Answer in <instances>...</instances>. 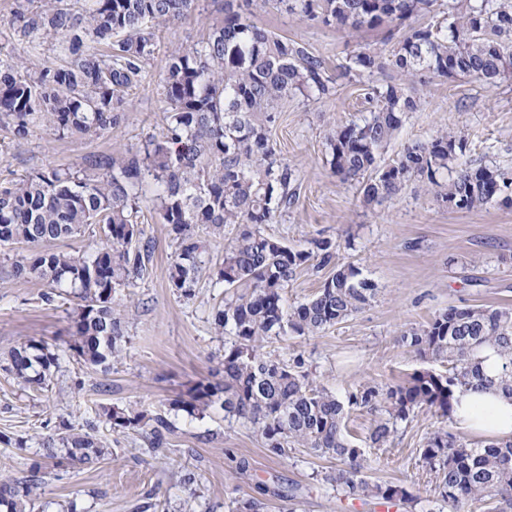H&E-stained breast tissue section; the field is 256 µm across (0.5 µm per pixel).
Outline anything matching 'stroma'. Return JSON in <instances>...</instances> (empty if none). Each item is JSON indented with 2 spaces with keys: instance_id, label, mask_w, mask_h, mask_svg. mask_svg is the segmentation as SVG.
I'll return each mask as SVG.
<instances>
[{
  "instance_id": "obj_1",
  "label": "stroma",
  "mask_w": 512,
  "mask_h": 512,
  "mask_svg": "<svg viewBox=\"0 0 512 512\" xmlns=\"http://www.w3.org/2000/svg\"><path fill=\"white\" fill-rule=\"evenodd\" d=\"M224 0H199L196 10L155 29L157 50L141 81L127 95L126 110L112 131L95 137L57 138L34 128L17 140L0 130V180L48 166L89 167L102 155L120 157L145 136L161 134L164 97L159 84L169 52L206 37L222 20ZM262 28L304 41L339 70L359 47L384 48L385 31L352 33L299 20L270 8L253 17ZM381 74L338 79L321 100L296 97L279 107L271 139L293 166L296 200L264 233L301 247L311 240L336 245V259L358 265L379 291L348 320L314 336L269 340L274 358L302 355L311 378L337 395L364 384L393 385L422 366L401 341L402 331L418 327L449 307L512 308V206L501 203L458 211L424 193L413 180L397 195L368 205L357 181L340 182L327 163L324 134L365 108L366 85ZM450 130L464 137L473 166L512 170V77L490 87L460 78L434 79L422 92L418 111L408 113L381 154L389 165L410 143ZM156 187L146 191L142 241L151 259L133 286L116 296L125 339L108 370L70 356L76 301L48 305L42 284L10 274L0 255V360L14 346L35 338L55 348L60 369L49 388L18 385L0 368V434L26 440L23 448L0 444V478L28 477L38 441L60 421L93 422L112 454L96 465L66 464L43 476L37 512H234L238 503L257 499L262 512H377L374 502L346 500L324 486L335 468L331 458L289 449L276 457L263 447L249 423L228 420L222 409L189 416L174 402L199 381L224 379L226 338L213 325L224 303V287L214 277L224 257V241H208L206 271L195 293L183 297L167 283L174 250L169 228L155 208ZM135 407L167 419L172 430L165 447L150 444L147 429L113 432L102 415L106 407ZM437 415L419 414L401 423L371 480L434 493L435 480L421 467L419 450Z\"/></svg>"
}]
</instances>
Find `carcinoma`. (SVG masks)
<instances>
[{"instance_id":"1","label":"carcinoma","mask_w":512,"mask_h":512,"mask_svg":"<svg viewBox=\"0 0 512 512\" xmlns=\"http://www.w3.org/2000/svg\"><path fill=\"white\" fill-rule=\"evenodd\" d=\"M15 33L36 49L35 40L62 38L66 59L31 70L22 56L0 59V127L25 139L33 126L63 138L97 136L120 121L126 92L142 78L154 56L151 29L195 10L197 0H85L70 10L62 0H43L33 11L16 0ZM271 6L304 21L353 31L389 29L386 51H355L342 74L391 70L397 80L369 85L366 114L326 135L332 173L361 181L363 201L377 202L407 182L428 183L436 198L462 211L480 209L512 186V172L470 167L460 160L465 139L442 131L406 146L392 164L380 167L381 151L403 118L420 109L414 86L435 78H470L489 86L512 76V0H224V25L205 39L168 54L161 79L166 127L115 160L102 156L85 170L53 167L19 180L0 181V248L11 256V274L37 280L51 305L67 295L79 300L68 350L76 360L103 370L119 356L124 339L114 294L146 269L150 251L140 246L147 179L162 188L156 198L175 246L167 269L173 291L193 294L204 263L201 234L227 237L215 272L224 284V308L215 314L224 345V382L192 387L175 406L190 416L218 404L224 417L249 422L274 456L290 448L338 461L324 481L336 493L360 500L400 502L415 509L419 492L372 482L378 463L349 438L347 412L379 414L370 435L383 448L399 422L418 412L436 413L444 426L425 437L421 460L435 475L438 509L473 501L488 512H512V439L472 447L450 430L455 394L497 385L512 397V308L451 307L421 328L401 334L423 361L448 364L444 372L422 368L397 385H361L339 397L310 379L297 355L283 362L263 352L271 338L313 336L359 312L376 296V284L351 263L336 265L319 290L290 304L285 295L299 270L331 264L336 245L291 247L265 235L262 225L296 199L295 169L270 139L279 105L290 97H328L335 79L324 58L305 43L257 26L255 10ZM442 15L427 25L419 17ZM99 227L102 245L89 254L59 250L55 243ZM502 360L498 381L487 378L483 354ZM6 370L25 388L43 389L59 368V357L43 341L29 339L8 351ZM115 432L141 426L147 415L133 408L104 407ZM151 444L161 448L168 422L153 418ZM43 458L63 457L85 465L109 454L94 426L63 420L42 438ZM40 483L24 489L0 481V507L27 512Z\"/></svg>"}]
</instances>
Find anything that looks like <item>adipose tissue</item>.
I'll return each mask as SVG.
<instances>
[{
	"label": "adipose tissue",
	"mask_w": 512,
	"mask_h": 512,
	"mask_svg": "<svg viewBox=\"0 0 512 512\" xmlns=\"http://www.w3.org/2000/svg\"><path fill=\"white\" fill-rule=\"evenodd\" d=\"M454 416L458 427L487 438L512 437V398L493 390L457 393Z\"/></svg>",
	"instance_id": "1"
}]
</instances>
